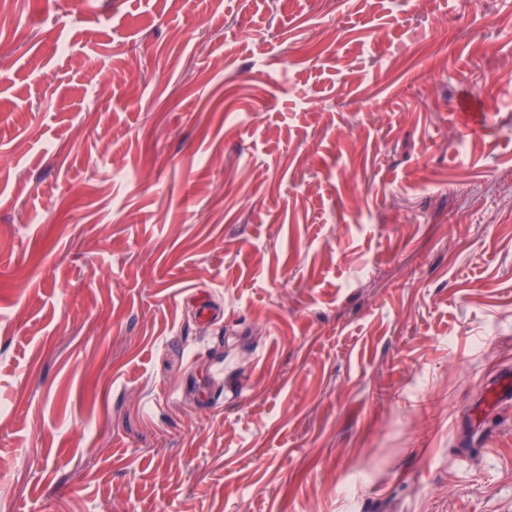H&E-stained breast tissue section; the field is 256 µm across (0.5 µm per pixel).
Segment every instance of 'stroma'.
Returning a JSON list of instances; mask_svg holds the SVG:
<instances>
[{
  "mask_svg": "<svg viewBox=\"0 0 512 512\" xmlns=\"http://www.w3.org/2000/svg\"><path fill=\"white\" fill-rule=\"evenodd\" d=\"M489 8L0 0V512H512Z\"/></svg>",
  "mask_w": 512,
  "mask_h": 512,
  "instance_id": "obj_1",
  "label": "stroma"
}]
</instances>
